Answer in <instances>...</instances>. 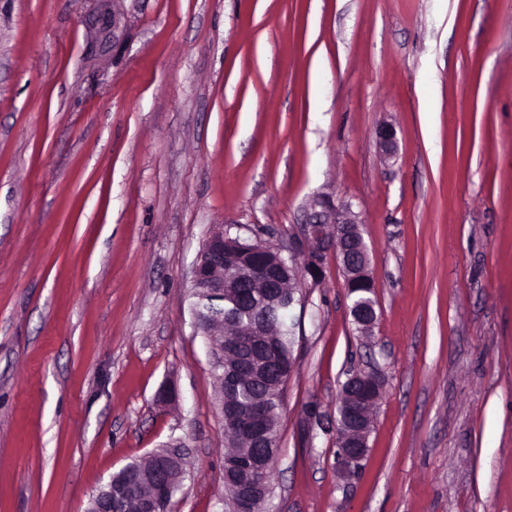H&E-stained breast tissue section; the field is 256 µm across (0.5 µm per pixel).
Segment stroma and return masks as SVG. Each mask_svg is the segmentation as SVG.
<instances>
[{
  "label": "stroma",
  "instance_id": "obj_1",
  "mask_svg": "<svg viewBox=\"0 0 512 512\" xmlns=\"http://www.w3.org/2000/svg\"><path fill=\"white\" fill-rule=\"evenodd\" d=\"M99 9L0 0V512H85L173 440L171 512H225L192 267L221 228L286 247L316 196L358 213L379 319L326 250L266 512H512V0ZM354 371L382 388L344 479ZM376 304L377 302L375 299H366L355 302L349 306L352 320L358 326L362 335H370L378 321L379 317L375 307ZM366 373V372H364ZM352 373L342 385L339 405L338 448L336 463L339 474L344 478L354 476L361 468V463L368 452V439L373 422L363 412V394L368 402L379 393L380 382L374 373ZM359 386L362 387L361 391ZM348 413V425L342 424V410Z\"/></svg>",
  "mask_w": 512,
  "mask_h": 512
}]
</instances>
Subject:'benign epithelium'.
Listing matches in <instances>:
<instances>
[{"label":"benign epithelium","mask_w":512,"mask_h":512,"mask_svg":"<svg viewBox=\"0 0 512 512\" xmlns=\"http://www.w3.org/2000/svg\"><path fill=\"white\" fill-rule=\"evenodd\" d=\"M359 224L351 205L337 207L318 196L310 204L300 234L288 247L289 257L256 241L252 253L258 258L236 266L224 264L225 254L236 247V238L226 231L214 232L202 244L193 267L194 296L201 300L227 296L240 310L244 307L242 287L253 286L271 305L286 304L292 309L304 275L314 277L319 273L326 242L335 247L345 284L355 280L367 285L364 292L373 294L369 250ZM298 254L305 257L302 267L296 260ZM349 311L361 334L370 335L378 321L376 300L355 302ZM197 329L205 336L209 355L221 370L217 399L225 428L247 437L249 442L246 448L224 454V482L233 512H255L269 494L261 478L278 454L279 437L272 433L262 400H255L244 411L233 391L241 382L269 385L273 350L270 342L259 338L261 332L256 326L245 331L224 329L222 313ZM379 388L373 373L354 372L342 385L339 409L348 413V425L338 424L336 463L344 478L354 476L367 455L373 422L364 414L363 406L364 401L375 398ZM184 466L181 443L166 444L112 474L89 499L86 512H126L131 505L134 512H169L172 492L182 481Z\"/></svg>","instance_id":"obj_1"}]
</instances>
